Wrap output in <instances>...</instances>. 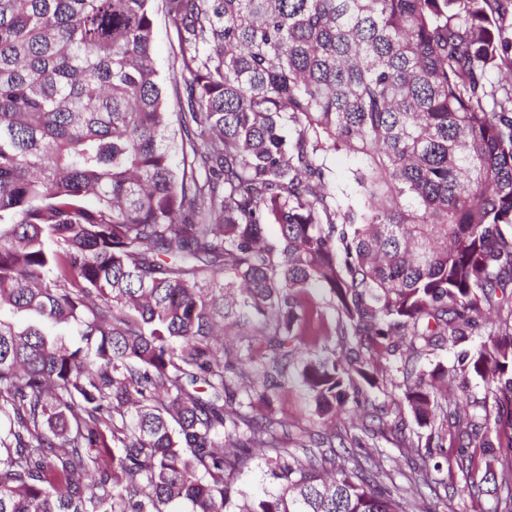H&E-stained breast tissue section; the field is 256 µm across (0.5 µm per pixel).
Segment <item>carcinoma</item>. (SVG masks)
I'll return each mask as SVG.
<instances>
[{"label": "carcinoma", "mask_w": 512, "mask_h": 512, "mask_svg": "<svg viewBox=\"0 0 512 512\" xmlns=\"http://www.w3.org/2000/svg\"><path fill=\"white\" fill-rule=\"evenodd\" d=\"M150 2L0 0V512H420L450 448L512 512V0H164L177 149ZM275 416L288 424L291 438L295 440L299 434L296 427H309L313 406L305 389L296 380H290L285 389L274 401ZM379 448H377L379 451L382 452L383 456L394 459L396 462H390L391 473L395 477L397 481H403V477L400 473H409V467H408V461L400 456L399 451L397 448L394 447V445L387 441L385 438H380L378 440Z\"/></svg>", "instance_id": "carcinoma-1"}]
</instances>
